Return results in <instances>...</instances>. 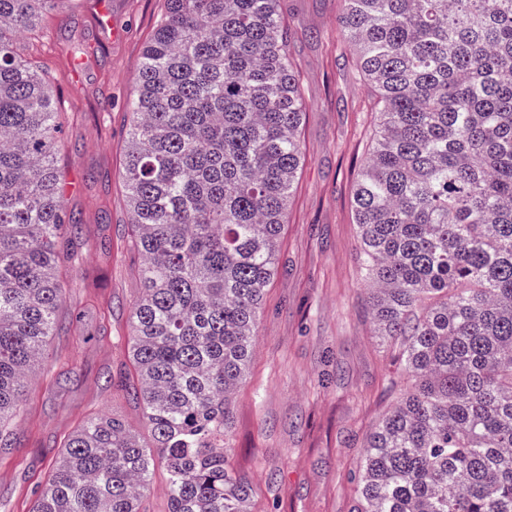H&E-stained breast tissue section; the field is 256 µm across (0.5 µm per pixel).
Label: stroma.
<instances>
[{
	"label": "stroma",
	"mask_w": 512,
	"mask_h": 512,
	"mask_svg": "<svg viewBox=\"0 0 512 512\" xmlns=\"http://www.w3.org/2000/svg\"><path fill=\"white\" fill-rule=\"evenodd\" d=\"M281 6L307 105L306 158L248 370L231 396L228 454L250 481L252 512H350L366 439L406 382L371 321L352 209L378 94L339 27L341 0ZM166 11V0H84L57 13L52 39L21 42L22 58L56 80V168L82 232L62 267L61 328L26 380L10 447L0 448V512H29L64 439L90 414L117 417L151 440L140 407L118 386L139 295L123 171L138 63Z\"/></svg>",
	"instance_id": "1"
}]
</instances>
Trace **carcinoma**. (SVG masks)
Returning a JSON list of instances; mask_svg holds the SVG:
<instances>
[{
    "label": "carcinoma",
    "instance_id": "obj_1",
    "mask_svg": "<svg viewBox=\"0 0 512 512\" xmlns=\"http://www.w3.org/2000/svg\"><path fill=\"white\" fill-rule=\"evenodd\" d=\"M128 103L124 180L143 258L121 377L152 436L72 433L32 512H251L229 399L304 161L279 0H166ZM79 0H0V447L64 301L79 220L53 166L54 81L19 38ZM378 91L353 209L378 335L407 374L366 439L351 512H512V0H342ZM167 471L162 462L155 461L150 486L144 497V506L150 512H168Z\"/></svg>",
    "mask_w": 512,
    "mask_h": 512
}]
</instances>
